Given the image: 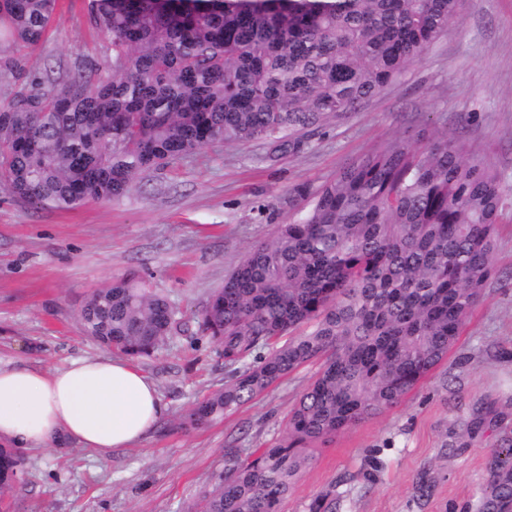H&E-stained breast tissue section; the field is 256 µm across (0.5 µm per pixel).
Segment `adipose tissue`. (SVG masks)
Returning a JSON list of instances; mask_svg holds the SVG:
<instances>
[{
    "mask_svg": "<svg viewBox=\"0 0 512 512\" xmlns=\"http://www.w3.org/2000/svg\"><path fill=\"white\" fill-rule=\"evenodd\" d=\"M165 412L154 384L123 358L81 357L53 371L0 366V446L105 453L142 440Z\"/></svg>",
    "mask_w": 512,
    "mask_h": 512,
    "instance_id": "1",
    "label": "adipose tissue"
}]
</instances>
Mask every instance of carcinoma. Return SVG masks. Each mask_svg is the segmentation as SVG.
Segmentation results:
<instances>
[{"label":"carcinoma","instance_id":"1","mask_svg":"<svg viewBox=\"0 0 512 512\" xmlns=\"http://www.w3.org/2000/svg\"><path fill=\"white\" fill-rule=\"evenodd\" d=\"M465 0H90L111 43L109 73L62 87L0 67L24 86L0 105V182L37 208L125 196L145 171L222 141L296 153L420 59ZM57 0H0V37L33 46ZM505 207L498 173L462 138L381 143L310 198L301 219L255 245L215 289L199 328L228 369L189 415L205 425L315 361L280 444L231 454L189 512H279L325 444L399 406L445 358L493 274ZM83 333L132 357L170 340L175 310L136 273L93 291ZM21 461L0 447V500ZM481 512H512V449L495 451Z\"/></svg>","mask_w":512,"mask_h":512}]
</instances>
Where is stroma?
I'll use <instances>...</instances> for the list:
<instances>
[{"mask_svg": "<svg viewBox=\"0 0 512 512\" xmlns=\"http://www.w3.org/2000/svg\"><path fill=\"white\" fill-rule=\"evenodd\" d=\"M108 40L88 0H58L29 67L56 78L106 75ZM459 133L512 200V0H475L417 61L348 118L289 154L255 141L214 143L141 174L117 200L40 209L0 184V362L46 370L108 355L76 312L94 289L135 271L176 308L169 345L136 359L166 413L139 443L98 454L75 445L20 449L24 480L8 512H187L223 472L228 452L276 445L319 363L307 364L223 418L190 428L191 410L227 377L198 316L254 245L299 220L302 200L347 163L406 136ZM494 275L445 359L396 408L314 452L280 512L320 495L336 512H477L491 450L512 440V204L497 226ZM427 496L415 490L419 480Z\"/></svg>", "mask_w": 512, "mask_h": 512, "instance_id": "stroma-1", "label": "stroma"}]
</instances>
